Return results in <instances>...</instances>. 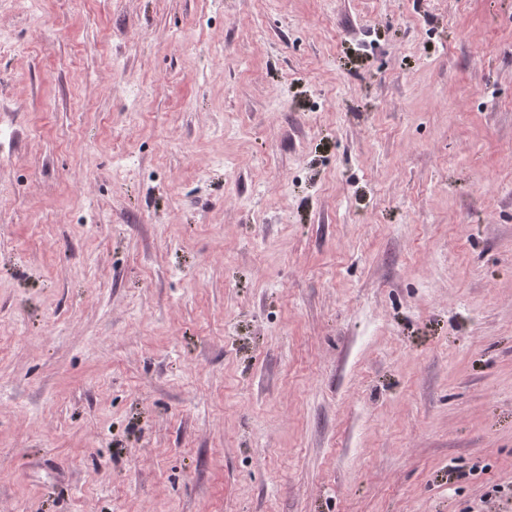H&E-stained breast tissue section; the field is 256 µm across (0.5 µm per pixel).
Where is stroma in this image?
<instances>
[{
	"label": "stroma",
	"instance_id": "1",
	"mask_svg": "<svg viewBox=\"0 0 512 512\" xmlns=\"http://www.w3.org/2000/svg\"><path fill=\"white\" fill-rule=\"evenodd\" d=\"M0 30V512H512V0Z\"/></svg>",
	"mask_w": 512,
	"mask_h": 512
}]
</instances>
